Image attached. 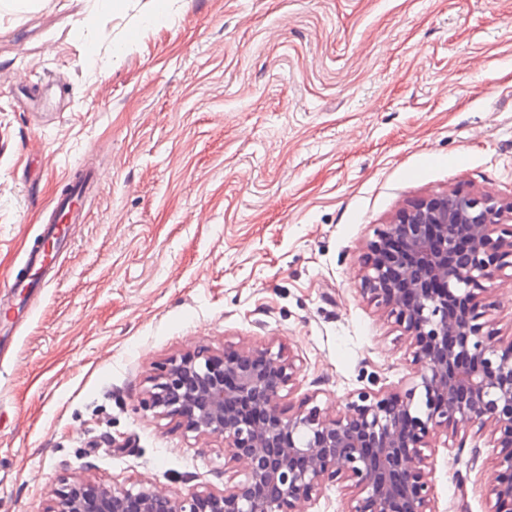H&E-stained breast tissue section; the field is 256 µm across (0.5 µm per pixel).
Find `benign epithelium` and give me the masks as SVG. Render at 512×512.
<instances>
[{"label":"benign epithelium","instance_id":"obj_1","mask_svg":"<svg viewBox=\"0 0 512 512\" xmlns=\"http://www.w3.org/2000/svg\"><path fill=\"white\" fill-rule=\"evenodd\" d=\"M512 201L459 191L402 210L362 256V294L413 349L411 386L360 389L334 415L282 392L299 366L283 345L205 346L162 363L146 407L199 436L224 438V488L166 494L148 482H63L43 512H307L329 484L341 512H436L431 453L442 437H489L496 512L512 508V337L483 318V282L512 257ZM422 399L419 410L416 399Z\"/></svg>","mask_w":512,"mask_h":512}]
</instances>
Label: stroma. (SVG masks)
Here are the masks:
<instances>
[{
  "instance_id": "stroma-1",
  "label": "stroma",
  "mask_w": 512,
  "mask_h": 512,
  "mask_svg": "<svg viewBox=\"0 0 512 512\" xmlns=\"http://www.w3.org/2000/svg\"><path fill=\"white\" fill-rule=\"evenodd\" d=\"M110 178L0 325V512L64 478L223 488L220 437L144 402L161 363L275 341L282 408L414 371L359 292L377 229L458 190L512 200V0H40L0 13V285L66 170ZM512 335V267L488 284ZM485 438L434 456L437 512H492Z\"/></svg>"
}]
</instances>
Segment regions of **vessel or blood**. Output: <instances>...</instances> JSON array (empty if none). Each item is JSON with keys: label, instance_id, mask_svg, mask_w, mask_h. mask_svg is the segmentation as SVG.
Wrapping results in <instances>:
<instances>
[{"label": "vessel or blood", "instance_id": "b4317fda", "mask_svg": "<svg viewBox=\"0 0 512 512\" xmlns=\"http://www.w3.org/2000/svg\"><path fill=\"white\" fill-rule=\"evenodd\" d=\"M105 180L104 173L95 165L81 168L76 176L68 177L67 192L61 193L51 207V215L43 221L42 241L30 249L26 263L32 274L31 285H45L54 270V258L65 247L66 227L87 220L89 198L95 196Z\"/></svg>", "mask_w": 512, "mask_h": 512}]
</instances>
